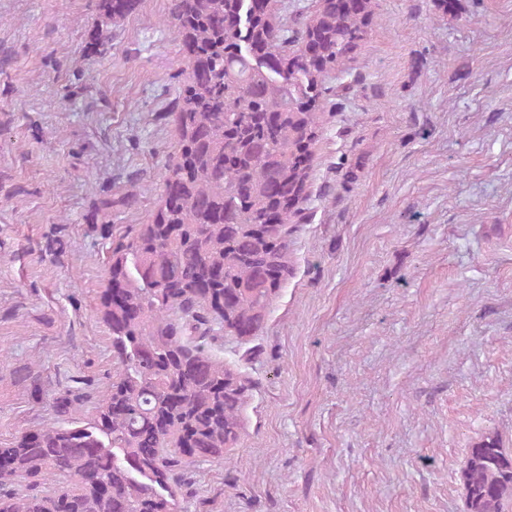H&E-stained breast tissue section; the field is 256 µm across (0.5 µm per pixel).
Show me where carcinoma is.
<instances>
[{"label":"carcinoma","instance_id":"obj_1","mask_svg":"<svg viewBox=\"0 0 512 512\" xmlns=\"http://www.w3.org/2000/svg\"><path fill=\"white\" fill-rule=\"evenodd\" d=\"M137 0H95L100 26ZM376 0H169L164 25L190 61L168 113L176 129L151 222L119 231L104 190L87 215L109 243L95 308L112 338L106 388L56 394L52 419L0 446V512H182L190 468L238 440L248 386L217 355L257 335L288 278V225L311 176L326 76L361 41ZM467 512H503L512 455L488 436L461 475Z\"/></svg>","mask_w":512,"mask_h":512}]
</instances>
